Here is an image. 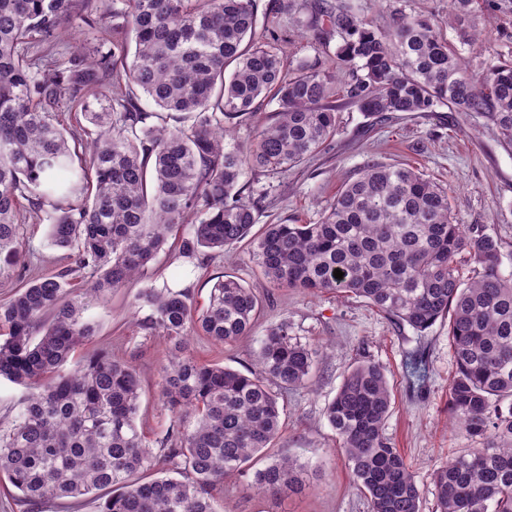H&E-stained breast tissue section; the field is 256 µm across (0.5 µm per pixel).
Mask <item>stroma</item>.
Here are the masks:
<instances>
[{
    "instance_id": "stroma-1",
    "label": "stroma",
    "mask_w": 512,
    "mask_h": 512,
    "mask_svg": "<svg viewBox=\"0 0 512 512\" xmlns=\"http://www.w3.org/2000/svg\"><path fill=\"white\" fill-rule=\"evenodd\" d=\"M356 2L361 14L377 25H385L392 8L402 5L409 12L434 16L448 39L456 37L448 0ZM475 6L487 31L474 45L462 47L463 58L476 69L511 60L512 0H476ZM340 118L331 146L310 157L287 182L257 171L241 178L245 194L259 202L261 223H316L341 183L363 165L407 164L447 186L458 223L486 225L501 243L503 271L512 273V147L502 146L485 132L482 118L443 109L377 123L354 106L344 107ZM47 230L44 224L24 227L23 250L36 273L65 264L62 251L48 246ZM224 273L253 288L266 309L251 334L233 344L195 342L192 352L196 357L246 370L254 364L269 326L283 319L320 356L305 385L284 393V428L274 443L276 453L308 466L306 490L278 504L255 493L249 486L250 476H236L225 482L224 495L215 502L218 512H369V502L353 485L338 437L326 418V408L348 369L360 361L377 363L387 371L393 405L385 434L415 475L421 512H435L434 468L471 445L449 426L448 378L455 363L447 323H436L420 336L408 328L398 329L382 313L352 296L270 287L242 244L228 248L205 269L177 251L160 252L143 275L112 291L92 311L97 334L76 355L90 358L104 353L136 367L142 383L138 425L149 444L162 439L169 425V414L157 396L169 345L143 336L136 328L135 297L149 286L175 288L190 283L194 302L200 306L208 300L212 277ZM411 353L421 354L429 368L424 384L410 383L403 375L405 357Z\"/></svg>"
}]
</instances>
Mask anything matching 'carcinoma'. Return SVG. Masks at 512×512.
Wrapping results in <instances>:
<instances>
[{"label": "carcinoma", "mask_w": 512, "mask_h": 512, "mask_svg": "<svg viewBox=\"0 0 512 512\" xmlns=\"http://www.w3.org/2000/svg\"><path fill=\"white\" fill-rule=\"evenodd\" d=\"M450 5L469 46L474 0ZM69 21L101 38L61 55ZM301 23L317 56L287 59L281 44ZM142 94L156 110L141 107ZM272 101L273 121L252 141L230 138L226 123ZM345 104L379 118L475 113L512 146V62L475 72L433 17L400 7L379 28L350 0H268L261 24L257 0H0V279L26 266L29 222L49 224L48 244L71 259L0 300V379L25 389L0 426V480L20 500L105 491L99 512H216L232 475L253 471L252 487L272 497L304 487L305 466L271 449L282 392L306 383L319 351L281 321L246 373L190 352L254 326L262 301L233 276L217 277L200 309L190 285L136 296L144 335L172 344L158 382L171 422L158 451L137 425L131 364L102 356L64 367L96 335L87 312L180 226L190 225L183 256L202 266L244 240L258 223V202L239 187L245 170L288 178L334 140ZM250 246L275 288L345 293L416 333L448 321L453 427L477 447L434 469L436 512H512V274L498 239L457 223L448 190L418 169L374 162L317 223L265 224ZM463 253L477 265L466 281ZM391 408L385 370L369 361L347 372L326 416L370 512H420L415 476L384 433Z\"/></svg>", "instance_id": "carcinoma-1"}]
</instances>
